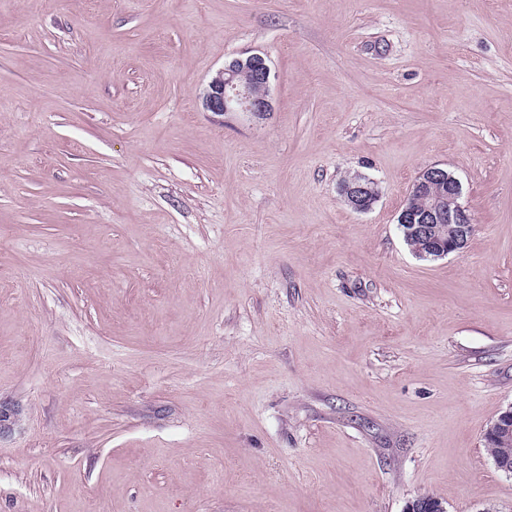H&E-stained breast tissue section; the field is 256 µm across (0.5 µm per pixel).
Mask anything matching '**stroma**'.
Returning a JSON list of instances; mask_svg holds the SVG:
<instances>
[{
  "label": "stroma",
  "mask_w": 512,
  "mask_h": 512,
  "mask_svg": "<svg viewBox=\"0 0 512 512\" xmlns=\"http://www.w3.org/2000/svg\"><path fill=\"white\" fill-rule=\"evenodd\" d=\"M0 401V512H512V0H0ZM260 88L255 91L254 86ZM271 68L267 57L261 54L238 56L225 61L202 97L206 112L224 115L244 112L264 117L272 110L270 94ZM461 197V183L448 169L434 165L421 172L413 181L397 216V224L405 225V230L399 228L407 247L417 249L418 241L419 252L434 259L445 258L463 249L473 232V224ZM440 226L444 238L455 227L448 241L439 237ZM405 231L412 240H406ZM341 193L346 204L354 211L369 210L378 197V189L373 179L354 174L342 183ZM512 420V404L503 410L497 419L488 427L485 434H491L492 437L499 443L501 448H510L512 444V427H507L503 422ZM500 445L484 440V448L493 461V457L500 455L502 449ZM494 467L497 471L511 477L512 476V457L510 460L499 458L493 461Z\"/></svg>",
  "instance_id": "1"
}]
</instances>
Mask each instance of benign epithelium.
<instances>
[{"mask_svg":"<svg viewBox=\"0 0 512 512\" xmlns=\"http://www.w3.org/2000/svg\"><path fill=\"white\" fill-rule=\"evenodd\" d=\"M271 68L261 54L238 56L225 61L202 97L205 111L224 115L244 112L260 118L272 110L270 94ZM341 193L354 211L369 210L378 197L373 179L355 174L345 180ZM462 187L450 171L436 165L421 172L413 181L406 202L397 216V224L405 227L407 236L419 242L424 256L442 259L465 247L473 232V224L461 202ZM443 224L455 225L448 239L439 237ZM512 404L503 410L486 433L502 447L512 446ZM404 512H447L443 502L431 495L417 496L406 503Z\"/></svg>","mask_w":512,"mask_h":512,"instance_id":"obj_1","label":"benign epithelium"}]
</instances>
